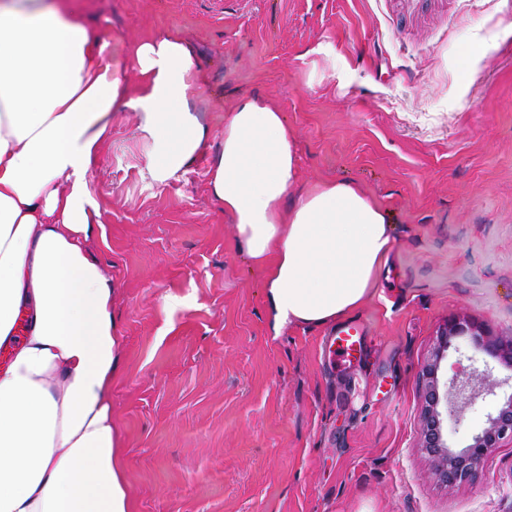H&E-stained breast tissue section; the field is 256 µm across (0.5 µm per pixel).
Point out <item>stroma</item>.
<instances>
[{
    "mask_svg": "<svg viewBox=\"0 0 512 512\" xmlns=\"http://www.w3.org/2000/svg\"><path fill=\"white\" fill-rule=\"evenodd\" d=\"M133 81L132 44L192 50L203 157L158 181L137 112L112 116L89 178L102 207L90 254L120 288L112 420L130 512H512V443L472 481L440 478L422 446L424 367L470 368L493 391L445 415L462 450L512 396V368L448 318L512 336V0H69ZM294 132L293 194L355 185L393 248L357 361L330 327L273 328L264 276L211 196L207 169L244 96Z\"/></svg>",
    "mask_w": 512,
    "mask_h": 512,
    "instance_id": "obj_1",
    "label": "stroma"
}]
</instances>
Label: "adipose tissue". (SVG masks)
I'll return each mask as SVG.
<instances>
[{"mask_svg":"<svg viewBox=\"0 0 512 512\" xmlns=\"http://www.w3.org/2000/svg\"><path fill=\"white\" fill-rule=\"evenodd\" d=\"M134 84L67 0H0V512H128L112 423L122 336L117 284L89 253L101 206L88 174L112 115L138 113L166 180L204 149L179 39L133 44ZM298 174L280 112L242 97L209 169L247 255L265 273L274 326H327L370 295L392 250L385 212L354 185L321 182L291 207Z\"/></svg>","mask_w":512,"mask_h":512,"instance_id":"adipose-tissue-1","label":"adipose tissue"}]
</instances>
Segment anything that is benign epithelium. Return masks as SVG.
Segmentation results:
<instances>
[{
  "label": "benign epithelium",
  "mask_w": 512,
  "mask_h": 512,
  "mask_svg": "<svg viewBox=\"0 0 512 512\" xmlns=\"http://www.w3.org/2000/svg\"><path fill=\"white\" fill-rule=\"evenodd\" d=\"M466 333L473 336L476 348L512 366V337L497 342H486L481 327L465 319L451 318L444 325L441 331L444 346H449L452 339ZM437 371L436 362L428 365L424 371L428 379L423 418L424 447L436 457L444 482L455 486L474 478L478 464L490 449L499 447L506 439L512 441V396L503 403L496 416L489 419L488 426L472 438L470 444L460 451H455L443 438L440 402L444 401L459 409L464 408L482 393L492 392V388L488 387L490 374L475 368L468 373L465 372L463 376L454 378L451 387L441 396L438 392Z\"/></svg>",
  "instance_id": "obj_1"
}]
</instances>
